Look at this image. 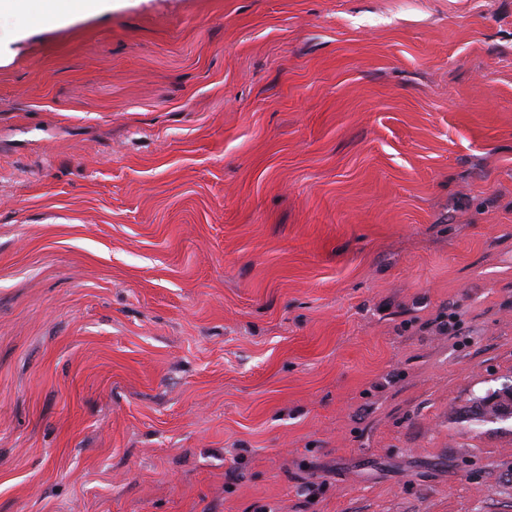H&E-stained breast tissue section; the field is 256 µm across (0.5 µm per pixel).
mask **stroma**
I'll return each instance as SVG.
<instances>
[{"label":"stroma","instance_id":"1","mask_svg":"<svg viewBox=\"0 0 512 512\" xmlns=\"http://www.w3.org/2000/svg\"><path fill=\"white\" fill-rule=\"evenodd\" d=\"M512 0L0 19V512H512Z\"/></svg>","mask_w":512,"mask_h":512}]
</instances>
